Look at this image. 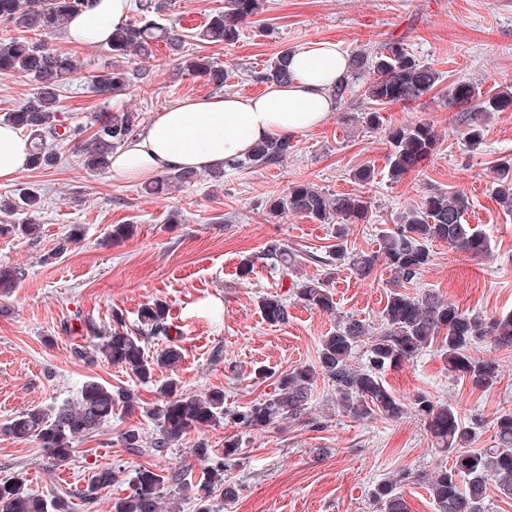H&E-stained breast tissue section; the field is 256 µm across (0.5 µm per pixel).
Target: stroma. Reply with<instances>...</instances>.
Segmentation results:
<instances>
[{
  "instance_id": "1",
  "label": "stroma",
  "mask_w": 512,
  "mask_h": 512,
  "mask_svg": "<svg viewBox=\"0 0 512 512\" xmlns=\"http://www.w3.org/2000/svg\"><path fill=\"white\" fill-rule=\"evenodd\" d=\"M223 5L224 0H171L165 17L179 23L189 52L226 66L225 92L261 93L264 85L255 76L267 61L310 41L333 40L346 52L372 54L399 39L442 80L412 105L387 106L383 117L391 126L430 123L437 149L408 175L392 180L383 128L360 120L370 102L359 81L324 126L293 136L291 153L272 168L230 169L219 182L204 172L194 184L154 196L145 193L144 180L118 182L110 172L88 171L67 148L56 167L28 168L13 181L0 182V198L31 187L43 202L37 235L0 234V266L20 274L16 290L0 301L6 307L0 313V424L29 408L74 400L89 381L126 389L141 405L79 438L63 461L49 459L38 442L0 432V480L21 475L36 494H73L74 512H111L113 502L128 493L136 470L146 467L166 476V494L179 500L181 512H196L195 498L182 497L169 477L176 472L197 479L208 464L194 455L196 445L208 443L218 455L232 436L239 455L229 477L238 484L239 497L228 506L220 493H212V512H380L372 498L375 485L403 470L433 471L440 456L413 415L356 420L339 413L335 387L326 377H317L299 419L259 429L230 421L194 429L161 454L153 449L158 429L146 410L160 398L159 382L172 374L184 392L220 389L225 407L242 408L270 392L274 377L316 365L321 338L335 329L337 316L379 331L393 279L384 262L359 275L349 261H337L334 225L292 212L267 220L263 203L295 182L368 199L367 221L349 225L344 239L351 254L378 251L383 231L424 195L466 192L470 207L464 219L489 234L490 253L471 257L433 242L431 263L409 290H436L473 314L512 311V213L492 196L494 169L512 160V110L488 114L482 140L473 144L464 135L462 112L448 102L452 85L462 80L484 94L512 91V0H263L235 44L198 41L197 29ZM49 41L79 64L62 92L59 117L66 124L126 109L147 119L179 99L213 92L203 79L179 72L161 47L145 63L149 83L105 99L91 91L84 76L111 65L106 47L76 46L60 32ZM367 166L374 168L375 179L364 185L354 172ZM117 224L132 226L128 238L113 239ZM73 231L79 232V243L57 254ZM273 243L295 255L294 280L324 283L336 303L334 313L311 309L282 288L267 254ZM246 261L252 271L243 278L239 269ZM267 296L287 300V322L273 325L263 318L258 303ZM155 299L165 301L172 330L148 339L145 349L154 355L175 342L182 357L173 370H158L154 382L145 384L130 370L75 356V348L89 342V328L119 322L135 331L139 308ZM498 357L503 377L487 390L449 376L431 350L388 371L385 379L398 396L423 390L457 405L464 420L481 419L477 445L487 448L496 412L512 408V351ZM261 368L266 376H258ZM132 427L142 436L135 450L120 441ZM103 467L115 469L117 481L84 501L80 491Z\"/></svg>"
}]
</instances>
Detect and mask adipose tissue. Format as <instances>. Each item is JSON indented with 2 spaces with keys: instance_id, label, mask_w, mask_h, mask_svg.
Segmentation results:
<instances>
[{
  "instance_id": "ef3b65f1",
  "label": "adipose tissue",
  "mask_w": 512,
  "mask_h": 512,
  "mask_svg": "<svg viewBox=\"0 0 512 512\" xmlns=\"http://www.w3.org/2000/svg\"><path fill=\"white\" fill-rule=\"evenodd\" d=\"M132 0H95L73 17L64 36L72 43L102 44L124 24ZM348 67L341 45L319 40L293 50L287 82H271L255 96L214 94L185 98L156 112L112 156L114 180L162 171L217 169L244 158L257 143L320 127L336 110L335 88ZM29 141L0 124V182L26 169Z\"/></svg>"
}]
</instances>
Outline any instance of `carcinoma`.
I'll list each match as a JSON object with an SVG mask.
<instances>
[{
  "instance_id": "obj_1",
  "label": "carcinoma",
  "mask_w": 512,
  "mask_h": 512,
  "mask_svg": "<svg viewBox=\"0 0 512 512\" xmlns=\"http://www.w3.org/2000/svg\"><path fill=\"white\" fill-rule=\"evenodd\" d=\"M90 6V0H0V26L4 32H38L39 40L9 36L0 38V77L23 75L36 83V92L22 105L3 114L5 121L29 132V167L51 169L60 159L61 149L71 147L90 171L109 168L112 152L135 136L141 127L140 113L123 110L99 114L86 124L65 125L60 122V89L65 86L75 64L59 52L45 37L62 31L69 19ZM260 0H224V9L211 14L195 34L199 40L233 44L241 28L259 13ZM166 0H138L139 19L112 32L108 50L115 61L106 70L93 71L87 82L105 98L120 95L133 86V79L148 77L147 70L134 71L131 61L153 57L162 42L178 56L183 71L205 78L216 90L224 89L229 77L224 65L200 54H184L185 35L174 26L160 22ZM288 50L280 51L266 68L257 73L261 83L288 80ZM366 77L365 96L373 108L365 113L367 125L384 127L382 106L410 105L431 92L439 73L420 63L400 40L384 43L371 55L357 53L350 59L347 76L336 86V100L341 101L351 84ZM450 104L467 114V139L477 143L482 138L483 120L490 112L512 108V91L484 97L473 83L460 81L448 92ZM390 145L388 157L391 179L399 180L437 147L433 126L419 121L414 124L385 127ZM291 139L257 144L252 153L233 164L235 168H267L288 157ZM198 178L193 171H169L162 181L151 186L155 192L164 183H192ZM494 194L507 209L512 208V160L494 171ZM41 196L23 189L16 199L0 202V213L21 211L27 215L22 224H9L11 231L33 234L39 224ZM467 194L431 193L421 204L404 210L397 224L382 235L381 255L394 272V283L382 310V329L370 335L369 326L347 317L336 329L322 337L318 350V368L296 367L280 376L274 391L262 400L235 411L224 408V391L203 395L185 393L174 378L160 386V402L148 410L156 421L159 437L154 450L162 453L192 428L219 424L229 419L242 428H262L278 419H299L307 410L308 398L317 375L331 380L336 387V401L346 417L364 420L375 416L397 419L414 413L441 452L451 456V463H440L430 473L402 472L378 483L373 495L384 512H409L401 493L406 482L424 483L438 512H486L487 489L494 485L512 499V408L500 412L492 421L494 443L489 448H472L479 439L481 421L463 422L459 408L425 392L401 399L390 391L382 376L389 369L409 362L429 348L445 364L448 372L468 380L474 389H488L501 381L499 359L480 350L485 343L495 350H512V311L481 316L463 312L438 292L428 290L411 296L402 288L411 283L430 265V245L446 242L473 256L489 253L486 232L464 223L469 209ZM369 202L361 195H330L308 183H293L285 193L266 201L268 218L278 220L292 211L320 224L336 222V258L346 256L344 237L347 226L367 221ZM378 256L358 253L351 257L353 267L362 274L371 272ZM292 292L298 301L318 311L331 313L335 302L330 291L313 282H295ZM265 319L272 324L288 321V305L280 298L260 301ZM167 305L160 299L149 301L138 312L137 332L112 328L89 346L75 353L95 362L104 359L121 365L143 382L153 378L158 367H170L181 358L177 345L171 343L159 355L146 354L145 338L169 336ZM366 347V362H355L360 347ZM138 405L135 397L124 390L114 391L98 382L83 385L74 402L34 407L18 413L0 431L20 441L34 440L55 460L67 459L75 440L97 432L112 414H133ZM238 441L224 439V459L210 465L204 480L197 485L198 512H211L207 498L222 488L224 501L238 496L237 484L224 478L238 452ZM116 480L109 468L99 469L82 491L91 496ZM168 477L143 468L132 480L130 493L112 504V512H163L162 500ZM0 512H72L71 502L63 496L45 498L29 491L26 480L17 476L0 482Z\"/></svg>"
}]
</instances>
